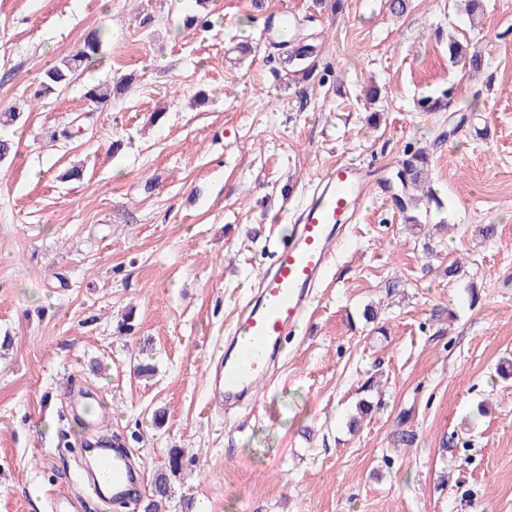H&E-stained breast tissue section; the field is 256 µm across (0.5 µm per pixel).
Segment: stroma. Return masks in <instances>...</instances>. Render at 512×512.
Instances as JSON below:
<instances>
[{
	"instance_id": "35a3bbf8",
	"label": "stroma",
	"mask_w": 512,
	"mask_h": 512,
	"mask_svg": "<svg viewBox=\"0 0 512 512\" xmlns=\"http://www.w3.org/2000/svg\"><path fill=\"white\" fill-rule=\"evenodd\" d=\"M284 10L318 46L305 82L270 42ZM193 11L208 26L179 31ZM93 28L101 55L34 99ZM452 35L479 74L451 66ZM124 77L121 97L86 98ZM451 83L448 111L419 108ZM9 110L24 118L0 126V512H136L147 494L91 492L65 446L93 436L71 387L95 391L144 476L184 450L163 512H512V378L496 372L512 362V0L473 17L459 0L401 16L385 0H0ZM419 146L438 202L416 230L387 179ZM338 162L372 170L357 222L259 408L221 409L205 368Z\"/></svg>"
}]
</instances>
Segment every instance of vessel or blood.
<instances>
[{
    "instance_id": "vessel-or-blood-1",
    "label": "vessel or blood",
    "mask_w": 512,
    "mask_h": 512,
    "mask_svg": "<svg viewBox=\"0 0 512 512\" xmlns=\"http://www.w3.org/2000/svg\"><path fill=\"white\" fill-rule=\"evenodd\" d=\"M365 175L363 167L339 164L320 177L311 204L298 216L294 232L281 239L258 282V302L243 309L233 330L235 346L211 376L217 404L258 402L272 362L336 258L337 233L354 214ZM103 468L113 501L128 502L141 474L125 449L104 452Z\"/></svg>"
}]
</instances>
